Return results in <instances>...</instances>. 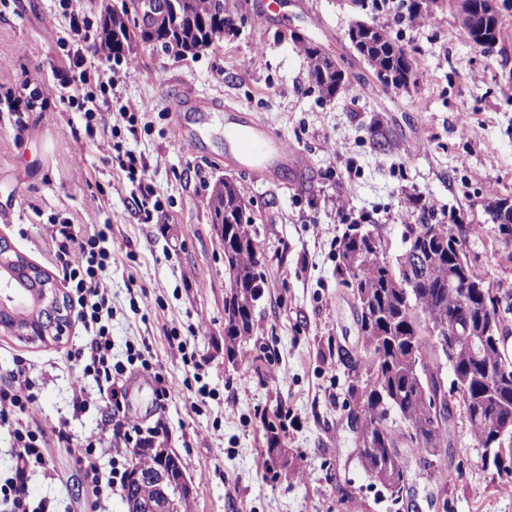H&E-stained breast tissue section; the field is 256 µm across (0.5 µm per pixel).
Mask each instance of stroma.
I'll use <instances>...</instances> for the list:
<instances>
[{
  "label": "stroma",
  "mask_w": 512,
  "mask_h": 512,
  "mask_svg": "<svg viewBox=\"0 0 512 512\" xmlns=\"http://www.w3.org/2000/svg\"><path fill=\"white\" fill-rule=\"evenodd\" d=\"M398 2L375 0L361 12L349 0H242L236 34L193 57L134 39L113 62L115 84L101 97L112 112L113 144L142 157V184L161 204L146 213L136 204L142 184L104 160L83 113L59 98L74 76L60 47L70 11L98 24L122 0H0V236L60 282L50 224L111 225L112 354L122 361L128 346H148L165 377L188 384L160 407L152 379L131 376L124 414L158 428L156 447L180 458L191 512H512V475L484 468L461 420L438 455L445 482L410 458L415 479L392 504L360 462L362 424L350 414L349 379L335 354L362 346L353 301L338 284L336 242L347 224L368 216L398 252L409 196H422L441 220L483 226L469 238L470 254L494 293H512V242L496 239L484 206L492 191L512 197V83L501 79L512 70V42L506 57H485L450 12L401 25ZM357 21L376 22L414 49L415 87L395 92L377 82L347 38ZM291 28L339 63L348 82L337 97L308 83L306 59L285 35ZM175 86L254 112L307 157V184L253 183L228 167L217 114L190 148L178 128L191 113L168 108ZM142 102L148 114L134 112ZM124 105L132 111L123 116ZM376 125L390 133L388 150L372 143ZM225 175L244 190L264 279L252 337L235 365L224 359L229 279L207 207L209 185ZM173 329L185 353L171 349ZM83 339L75 321L57 342L0 335V370L20 360L40 378L34 421L60 419L74 440L108 441L118 431L109 407L72 406L79 370L65 355ZM279 365L287 381L275 378ZM201 387L206 396H197ZM283 405L282 453L273 457L264 421ZM49 455V474L30 479V496L57 497L60 512H94L72 450L53 445Z\"/></svg>",
  "instance_id": "1"
}]
</instances>
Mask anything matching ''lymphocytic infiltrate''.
Listing matches in <instances>:
<instances>
[{
	"label": "lymphocytic infiltrate",
	"mask_w": 512,
	"mask_h": 512,
	"mask_svg": "<svg viewBox=\"0 0 512 512\" xmlns=\"http://www.w3.org/2000/svg\"><path fill=\"white\" fill-rule=\"evenodd\" d=\"M70 36L77 45L69 59L78 74L69 82L63 96L69 106L84 112L88 121L94 122L99 134V144L104 151H111L112 114L107 101L98 100L93 92L103 73L101 63L88 61L82 49L89 42L92 21L81 13L70 15ZM112 230L111 225L82 234L71 225L55 224L51 237L57 247V256L63 263L64 276L76 304L75 316L87 336L83 345L67 352L68 360L75 362L80 375L72 388V401L76 410L85 412L90 406L99 405L102 391H109L108 401L114 413H121L119 400L123 381L132 364H139L143 373L153 378L158 401H167L175 387L161 372L145 359L142 350L128 347L127 358H112V308L106 270L112 255L105 244ZM39 399V387L24 363L18 362L0 381V427L7 428L12 441L15 466L11 475L0 478V512H58L56 500L32 498L27 490L29 478L35 473H48V436H55L57 444L74 448L87 484L99 501H106L112 493L124 487L127 462L135 449L149 448L154 444L156 428L127 423L126 430L113 447H106L99 437H89L73 442L65 423H57L52 430L31 425L30 414ZM109 454L108 466H101L102 454Z\"/></svg>",
	"instance_id": "f902f5d3"
}]
</instances>
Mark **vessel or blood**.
<instances>
[{
    "label": "vessel or blood",
    "instance_id": "vessel-or-blood-1",
    "mask_svg": "<svg viewBox=\"0 0 512 512\" xmlns=\"http://www.w3.org/2000/svg\"><path fill=\"white\" fill-rule=\"evenodd\" d=\"M168 99L176 112H193L202 118L211 112L223 113L224 157L251 182L276 184L305 170V156L288 150L279 134L265 128L245 110L224 108L218 100L200 101L182 89L171 91Z\"/></svg>",
    "mask_w": 512,
    "mask_h": 512
}]
</instances>
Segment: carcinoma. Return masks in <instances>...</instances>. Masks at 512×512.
<instances>
[{
	"label": "carcinoma",
	"mask_w": 512,
	"mask_h": 512,
	"mask_svg": "<svg viewBox=\"0 0 512 512\" xmlns=\"http://www.w3.org/2000/svg\"><path fill=\"white\" fill-rule=\"evenodd\" d=\"M405 15L419 20L432 18L444 9L451 10L468 39L487 56L503 48L495 46L496 30L469 24L473 14L491 12L503 19L512 9V0H402ZM238 5L229 0H174L168 20L143 23L141 39L158 43L179 57L194 55L237 31ZM128 5L106 11L99 34V48L118 58L132 50ZM363 41L353 45L367 62L375 78L386 88L406 90L415 83L413 51L401 48L387 29L357 22ZM297 44L307 63V79L323 97L333 98L346 83L338 63L328 59L321 48L303 40ZM414 219L403 224L401 254L387 253L385 239L377 224L367 216L347 226L336 240L338 285L350 291L356 323L363 340V351L337 347L338 361L350 378L349 393L355 410L363 415L365 427L360 460L368 475L393 494L401 493L411 480L408 458L421 455L426 448L448 444V422L439 421L432 401L449 404L448 389L442 378L448 360L444 347L453 346L451 331L464 327L467 319L478 323L488 317L484 296L463 297L456 282L484 280L475 265H465L459 254L468 248V227L463 238L454 240L452 232L459 222L446 224L434 208L412 199ZM208 206L211 221L224 225V266L230 291L224 299V356L234 363L240 347L253 331L255 303L263 294V279L258 271L260 248L253 218L238 185L219 178L211 188ZM37 287L30 299L4 311L1 319L15 328H25L40 320V299L49 276L35 274ZM472 306L466 317L465 302ZM512 337L507 318L498 320L496 331L487 337L484 349L460 351L457 371L463 393L457 403L467 415L468 430L488 454L482 457L497 473H512L497 453L495 430L484 424L494 419L512 424V372H499L502 365L512 369V357L502 346ZM395 416L397 426L387 424ZM147 465L165 458L174 462V472L183 475L179 458L168 448H147L137 452Z\"/></svg>",
	"instance_id": "cac0c4a2"
}]
</instances>
